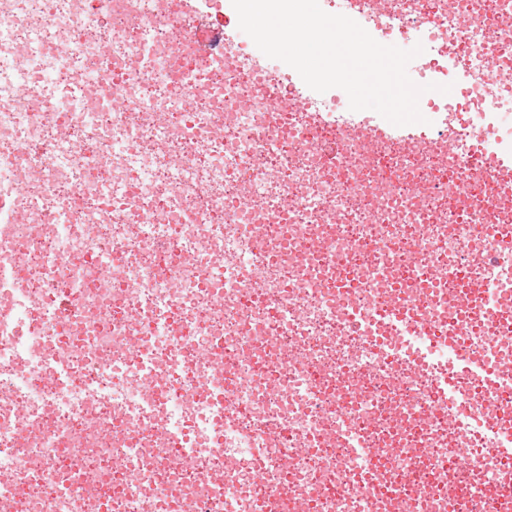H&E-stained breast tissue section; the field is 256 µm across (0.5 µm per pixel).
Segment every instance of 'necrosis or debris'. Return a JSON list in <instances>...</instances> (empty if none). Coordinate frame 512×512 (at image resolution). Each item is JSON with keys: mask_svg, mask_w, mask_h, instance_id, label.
<instances>
[{"mask_svg": "<svg viewBox=\"0 0 512 512\" xmlns=\"http://www.w3.org/2000/svg\"><path fill=\"white\" fill-rule=\"evenodd\" d=\"M122 0H0V502L12 512H498L486 433L512 384L463 372L512 349L448 343L464 279L512 301V208L438 126L365 151L358 115L309 97L239 29ZM363 26L417 28L423 77L512 104V0H377ZM210 33L199 52L176 44ZM109 60L88 85L83 60ZM127 94L112 111L113 89ZM339 147L328 169L322 146ZM69 299L58 327L52 313ZM406 303L403 329L383 311ZM427 348L412 364L395 352ZM457 391L442 397L437 373ZM62 382H54V375ZM373 449L355 459L350 439ZM471 452L474 482L457 474Z\"/></svg>", "mask_w": 512, "mask_h": 512, "instance_id": "4bbe7bcc", "label": "necrosis or debris"}]
</instances>
